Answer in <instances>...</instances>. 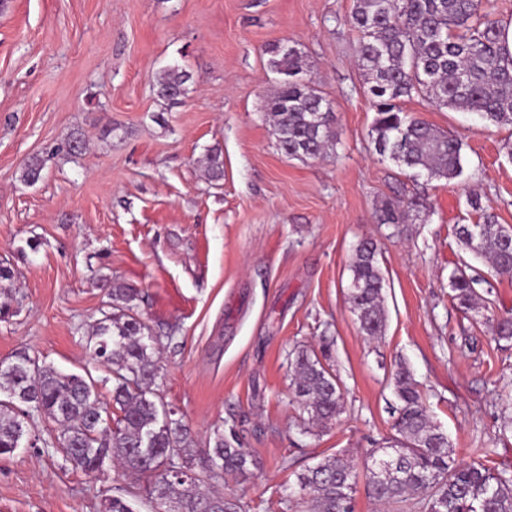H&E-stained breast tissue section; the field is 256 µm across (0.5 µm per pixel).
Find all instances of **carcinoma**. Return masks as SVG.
Returning <instances> with one entry per match:
<instances>
[{
	"label": "carcinoma",
	"instance_id": "obj_1",
	"mask_svg": "<svg viewBox=\"0 0 512 512\" xmlns=\"http://www.w3.org/2000/svg\"><path fill=\"white\" fill-rule=\"evenodd\" d=\"M346 22L359 36L357 61L375 108L376 151L398 167L449 182L463 174L462 142L403 111L404 98L470 112L487 125L512 124V54L502 43L503 26L491 19V0H354ZM266 53L279 75L266 104L278 146L290 157L316 158L331 137V102L306 78L298 51L277 43ZM192 81L190 71L169 66L153 90L164 104L175 106ZM205 160L209 178L221 179L222 151L209 149ZM45 164L42 157L30 158L21 181L39 182ZM456 236L495 272L512 273V227L498 223L494 214L481 210L479 222L457 226ZM351 271L349 301L360 330L381 336L385 277L372 241L358 243ZM474 283L464 268L453 271L450 287L459 308L475 310L485 302ZM138 296V289L125 283L108 288L110 310L92 326L87 343L92 359L106 371L101 379L89 371H62L26 352L10 357L12 367L0 370V455L14 453L37 416L54 425L52 447L73 467L93 473L111 460L126 474L146 477L154 512H247L240 499L203 490L208 480L225 473L245 474L248 455L216 428L213 447L196 471L189 429L153 389L161 378L157 337L135 310ZM288 361L294 397L307 421L335 420L342 407L336 374L312 349L297 347ZM100 382L112 383L111 407L120 411L112 429ZM394 386L400 407L390 442L400 463L390 476L367 469L373 500L412 512L413 496L427 492L426 512H512V475L458 462L453 443L432 422L406 368H398ZM355 479V464L343 456L327 458L298 475V492H289L288 502L307 504L311 512H353Z\"/></svg>",
	"mask_w": 512,
	"mask_h": 512
}]
</instances>
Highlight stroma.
<instances>
[{
  "mask_svg": "<svg viewBox=\"0 0 512 512\" xmlns=\"http://www.w3.org/2000/svg\"><path fill=\"white\" fill-rule=\"evenodd\" d=\"M353 0H0V264L14 272L16 316L0 321V358L25 351L66 372L95 369L88 333L102 283L139 288L158 338L157 392L189 425L197 451L214 426L253 463L210 487L249 512H288L298 474L327 457L362 462L393 433L391 376L404 363L457 459L512 472V274L471 258L455 227L479 198L512 226V125L421 99L405 112L457 135L464 172L428 180L380 156L375 109L357 67ZM289 40L331 101L336 140L313 159L278 148L264 109L276 86L267 49ZM193 81L182 104L152 93L162 68ZM110 136H103L104 125ZM86 147H59L72 134ZM223 151L224 176L198 161ZM46 157L43 178L21 183ZM402 201L404 223L383 221ZM373 240L386 279V327L364 336L348 300L357 243ZM483 277L486 308L458 309L450 276ZM326 353L343 407L305 429L288 354ZM34 442L0 455V512H102L132 486L113 463L87 473Z\"/></svg>",
  "mask_w": 512,
  "mask_h": 512,
  "instance_id": "stroma-1",
  "label": "stroma"
}]
</instances>
